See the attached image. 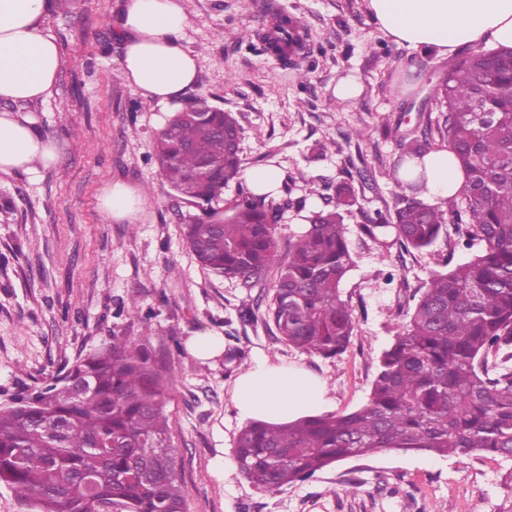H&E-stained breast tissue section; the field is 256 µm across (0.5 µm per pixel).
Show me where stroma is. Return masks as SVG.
<instances>
[{
  "mask_svg": "<svg viewBox=\"0 0 512 512\" xmlns=\"http://www.w3.org/2000/svg\"><path fill=\"white\" fill-rule=\"evenodd\" d=\"M53 2L46 28L62 64L52 96L31 111L58 161L34 174L0 173V407L125 336L161 357L174 379L165 410L181 450L186 512H512V461L481 451L387 450L275 492L244 479L234 458L243 423L231 398L257 359L322 377L333 414L358 410L378 356L406 323L439 255L453 253L458 263L472 256L443 239L432 251L407 252L361 231L394 210L393 168L405 141L439 118L432 89L452 57L396 43L371 23L366 0H182L185 39L199 56L194 94L236 118L243 169L279 171L277 198L289 203L280 246L301 231L303 211L321 208L350 173H370L344 216L355 265L341 288L355 334L346 353L329 360L277 340L262 315L246 317L259 289L209 273L189 251L182 224L193 209L179 203L154 155L167 115L120 72L123 0ZM277 15L304 30L297 66L243 38ZM349 75L363 91L341 104L334 88ZM118 181L146 191L134 222L101 208L104 190ZM200 334L223 337L221 357L203 363L188 354L187 341Z\"/></svg>",
  "mask_w": 512,
  "mask_h": 512,
  "instance_id": "35a3bbf8",
  "label": "stroma"
}]
</instances>
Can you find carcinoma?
<instances>
[{"label":"carcinoma","instance_id":"cac0c4a2","mask_svg":"<svg viewBox=\"0 0 512 512\" xmlns=\"http://www.w3.org/2000/svg\"><path fill=\"white\" fill-rule=\"evenodd\" d=\"M274 51L296 43L279 27ZM443 109L437 131L466 181L437 204L415 194L425 172L396 185L389 224H364L366 236L391 234L406 251L423 252L443 237L448 254L419 289L408 321L377 359L368 400L359 410L286 424L251 421L238 433L235 459L254 486L275 491L304 482L351 457L397 449L435 455L480 450L512 458V48L467 49L432 89ZM236 119L200 95L170 116L156 157L176 197L197 210L185 225L188 247L207 271L242 287L276 274L266 304L273 335L325 359L348 349L355 316L340 284L354 265L343 212L352 187H336L334 205L305 217L304 229L279 255L281 204L247 192L226 208L224 188L241 174ZM427 136L404 154L423 159ZM467 214L466 224L448 221ZM479 245L451 265L457 240ZM171 380L165 364L124 336L76 360L38 391L0 408V484L26 512H185L165 414Z\"/></svg>","mask_w":512,"mask_h":512}]
</instances>
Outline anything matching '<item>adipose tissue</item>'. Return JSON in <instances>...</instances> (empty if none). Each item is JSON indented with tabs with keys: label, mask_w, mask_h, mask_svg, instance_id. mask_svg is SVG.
<instances>
[{
	"label": "adipose tissue",
	"mask_w": 512,
	"mask_h": 512,
	"mask_svg": "<svg viewBox=\"0 0 512 512\" xmlns=\"http://www.w3.org/2000/svg\"><path fill=\"white\" fill-rule=\"evenodd\" d=\"M50 0H0V172L34 173L54 164L55 145L36 128L28 104L48 98L61 67L54 38L44 27ZM373 24L396 42L453 54L459 47H512V0H368ZM189 18L181 0H125L116 35L126 81L161 111L176 108L196 84L198 57L186 44ZM424 194L448 198L465 175L451 152L424 158ZM146 197L122 182L103 193L105 213L134 220ZM233 406L243 421L287 423L331 407L327 383L297 366L257 361L236 381Z\"/></svg>",
	"instance_id": "adipose-tissue-1"
}]
</instances>
